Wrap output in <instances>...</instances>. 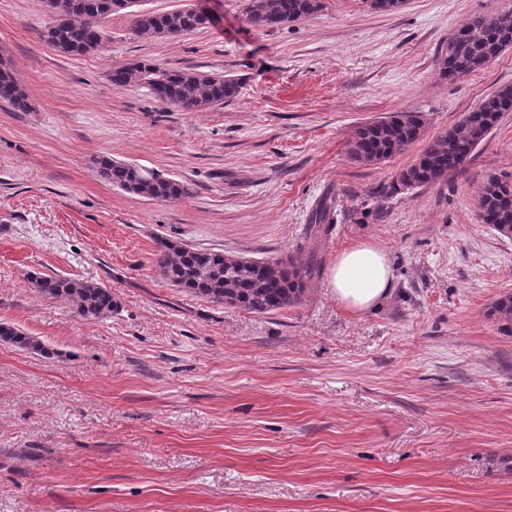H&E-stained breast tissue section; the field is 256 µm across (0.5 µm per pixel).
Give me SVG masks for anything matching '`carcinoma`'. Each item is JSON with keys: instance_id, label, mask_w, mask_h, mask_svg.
<instances>
[{"instance_id": "carcinoma-1", "label": "carcinoma", "mask_w": 512, "mask_h": 512, "mask_svg": "<svg viewBox=\"0 0 512 512\" xmlns=\"http://www.w3.org/2000/svg\"><path fill=\"white\" fill-rule=\"evenodd\" d=\"M247 17L256 29H266L314 16L321 0H248ZM63 18L53 19L40 33L52 49L82 55L99 48L100 22L122 10L120 0H61ZM177 25L183 33L206 27L207 20L193 7L157 13L146 11L134 20V31L164 37ZM512 46V13L496 17H475L456 29L440 62V73L455 79L473 73L493 62ZM109 81L115 89L129 85L147 88L161 104L181 112H199L235 99L238 79L219 73L185 71L162 67L141 60L112 68ZM0 102L18 111L29 109L28 96L15 76L9 59L0 55ZM505 112H512V85H503L484 98L463 119L432 140L413 164L400 171L397 185L413 190L444 178L462 165L497 126ZM423 121L418 112H392L360 127L349 141L350 157L360 163L375 164L418 141ZM99 175L126 192L158 201L178 200L187 194L185 186L160 173L146 175L132 165L107 156L94 158ZM482 223L494 230L512 226V185L498 178L489 179L480 195ZM155 263L170 286L188 290L212 302L241 307L255 314H266L301 302L306 285L315 273L311 263L290 256L264 267L258 260L224 256L220 252L187 248L160 240ZM30 287L47 298H65L76 313L89 321L112 316L117 305L112 292L98 283L69 277L36 275ZM498 330L512 336V294L492 306ZM0 340L32 351L45 352L42 343L16 327L0 323Z\"/></svg>"}]
</instances>
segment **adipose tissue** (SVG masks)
Masks as SVG:
<instances>
[{"mask_svg": "<svg viewBox=\"0 0 512 512\" xmlns=\"http://www.w3.org/2000/svg\"><path fill=\"white\" fill-rule=\"evenodd\" d=\"M393 280L386 249L360 242L337 255L329 270L328 286L341 306L360 315L382 305L392 292Z\"/></svg>", "mask_w": 512, "mask_h": 512, "instance_id": "adipose-tissue-1", "label": "adipose tissue"}]
</instances>
